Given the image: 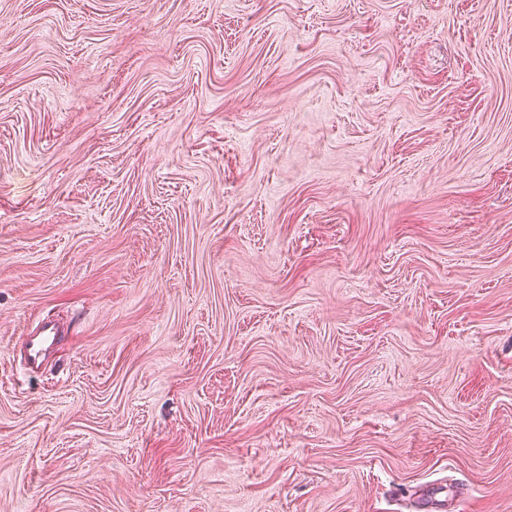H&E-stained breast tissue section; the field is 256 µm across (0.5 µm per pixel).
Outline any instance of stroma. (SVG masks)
Wrapping results in <instances>:
<instances>
[{
    "instance_id": "obj_1",
    "label": "stroma",
    "mask_w": 512,
    "mask_h": 512,
    "mask_svg": "<svg viewBox=\"0 0 512 512\" xmlns=\"http://www.w3.org/2000/svg\"><path fill=\"white\" fill-rule=\"evenodd\" d=\"M0 512H512V0H0ZM56 332L48 324L41 327L38 334L28 338V355L31 361L36 362L41 357L47 347L53 342Z\"/></svg>"
}]
</instances>
